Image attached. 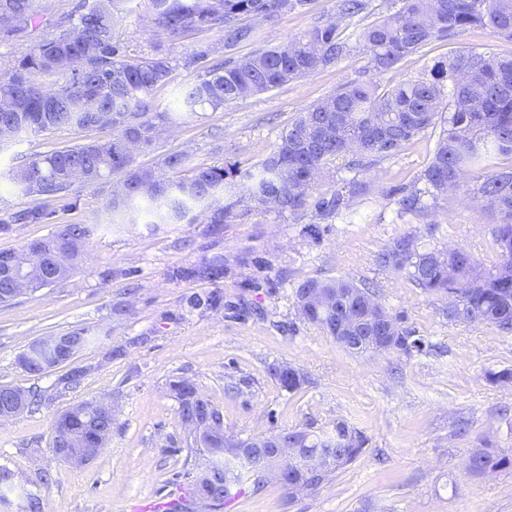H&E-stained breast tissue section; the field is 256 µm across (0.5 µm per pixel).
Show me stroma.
I'll return each mask as SVG.
<instances>
[{
	"instance_id": "35a3bbf8",
	"label": "stroma",
	"mask_w": 512,
	"mask_h": 512,
	"mask_svg": "<svg viewBox=\"0 0 512 512\" xmlns=\"http://www.w3.org/2000/svg\"><path fill=\"white\" fill-rule=\"evenodd\" d=\"M399 6V0H368L364 14L342 22L352 48L335 66L216 112L185 111L182 100L197 70L178 68L154 95L170 114L167 130L152 149L138 154V163L162 173L169 154L184 153L194 167L250 169L276 148L300 112L341 84L388 88L470 50L512 55V40L487 27L467 28L377 73L356 43L357 33ZM335 14L336 0H308L300 11L249 18L257 37L236 53L262 52ZM114 37L133 59L158 51L176 59L200 50L214 59L224 56L215 30L176 45L163 41L145 0H121ZM441 132L438 125L427 129L360 175L344 160L330 164L318 193L354 177L365 185L338 215L311 211L296 221L255 208L240 182L234 214L223 224H158L146 212L138 223L116 224L107 208L111 185L78 182L71 191L76 208L54 203L53 223L0 230V250L18 251L59 224L93 227L82 272L0 305V385L49 392L68 370L84 371L75 390L0 424V464L40 494L43 512H166L167 502L179 495L180 475L202 459L186 444L169 389L171 380L185 379L223 411L225 433L241 439L283 429L327 433L339 418L367 438L361 456L317 490L295 495L271 477L256 494L247 481L223 512H512L511 468L481 476L465 468L471 449L512 448V385L487 379L489 372L512 369V335L449 321L447 299L425 294L375 264L377 253L405 233L417 234L428 247H463L486 268L497 262L494 224L470 197L438 200L424 220L399 210V199L422 187ZM80 138L61 131L0 146V219L34 204L9 180L10 170ZM216 254L224 257L223 279L174 277L175 269ZM310 278L378 282L379 302L423 337L428 350L410 357L346 352L298 316L294 291ZM212 292L223 293V306H189L190 296ZM243 300L255 314L241 316ZM72 330L84 331L87 341L69 363L41 375L19 366V354L33 341ZM272 364L299 368L303 384L285 390L268 374ZM92 400L111 402L112 438L93 461L68 465L51 451L55 415Z\"/></svg>"
}]
</instances>
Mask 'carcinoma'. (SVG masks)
I'll list each match as a JSON object with an SVG mask.
<instances>
[{
    "label": "carcinoma",
    "instance_id": "1",
    "mask_svg": "<svg viewBox=\"0 0 512 512\" xmlns=\"http://www.w3.org/2000/svg\"><path fill=\"white\" fill-rule=\"evenodd\" d=\"M42 0H0V32L10 37L29 27H38L45 16ZM156 27L164 41L182 42L193 33L217 29L223 33L224 49L252 41L255 29L242 23L244 15L275 16L296 10L306 0H147ZM396 11L366 24L358 41L379 73L394 68L404 58L428 44L471 26L489 27L512 39V0H402ZM338 19L314 24L302 36L261 53L228 58L203 66L204 50L184 59L186 67H201L196 81L185 92L183 104L195 114L224 108L236 100L268 92L290 81L312 75L336 64L350 51L341 37L340 22L367 9L366 0H337ZM112 13L100 3H83L77 23L52 32L26 55L15 60L8 80L0 82V145L20 133H54L61 129L101 131L102 137L86 138L72 146L55 148L27 158L12 171L10 180L26 196L43 203L13 214L11 223L41 224L52 218L46 202L68 197L74 182L100 185L112 175H122L121 189L112 193L108 207L123 224H135L137 202L145 201L155 218L177 224L200 208L204 224H222L232 204L219 205V195L229 193L236 179L248 184V196L259 209L273 208L297 216L311 208L321 216L350 207L361 183L352 179L331 194L315 195L313 179L326 164L348 159L352 170L367 171L379 158L396 155L402 147L434 126L448 113L432 162L423 173L426 187L414 189L399 200L405 214L428 215L424 196L437 202L450 193L473 195L481 211L495 220L494 242L499 261L491 268L480 266L461 247L418 248L415 234L393 239L376 257L378 267L408 280L429 295L448 299V320L481 323L512 335V170L488 172L498 155L512 156V56L500 57L470 51L448 61H438L429 74L405 80L388 89L376 82L347 83L301 113L282 135L276 149L264 159L255 174L235 165L197 167L186 178H168L135 164L133 148L152 146L169 112L159 110L154 91L168 84L177 63L162 53L142 59L126 57L112 35ZM55 89L48 90L45 85ZM477 181L468 187L464 177ZM93 233L89 224H60L55 232L30 240L44 253V263L30 276L28 290L35 292L69 279L83 263L85 248ZM184 279L224 277V260L215 256L198 266L177 271ZM321 288L336 295V306L311 312L298 308L300 316L331 337L356 332L367 335L370 317L391 323L388 350L406 355L422 353L424 339L402 326L377 301L370 285L346 279H307L295 291L302 299ZM24 370L44 374L43 362L54 368L66 363L56 356L44 359L26 349ZM269 374L282 388L297 390L303 375L294 367L272 365ZM181 381L170 384L186 422L205 409L217 423L216 434L195 443L206 452L202 464L187 472V494L177 499L173 512H191L199 479L218 469L219 478L209 487V507L220 510L232 498V489L243 485V471L255 473L253 491L264 487L254 460L240 458L224 445V415L197 391L183 392ZM67 418L78 432L97 424L96 403L82 402L58 413L54 425ZM334 434L322 438L302 430L301 448L309 456L330 457L324 471L304 472L294 462L283 463V481L302 478L314 491L328 483L335 472L352 464L364 451L366 437L340 420ZM470 473L481 475L512 467V453L499 448H474ZM15 472L0 464V512H42L38 493L25 491L16 498Z\"/></svg>",
    "mask_w": 512,
    "mask_h": 512
}]
</instances>
